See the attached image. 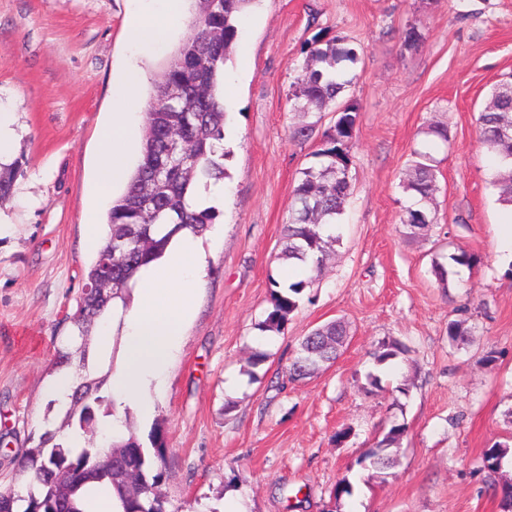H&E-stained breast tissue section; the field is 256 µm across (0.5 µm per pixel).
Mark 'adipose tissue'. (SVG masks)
<instances>
[{
  "instance_id": "obj_1",
  "label": "adipose tissue",
  "mask_w": 512,
  "mask_h": 512,
  "mask_svg": "<svg viewBox=\"0 0 512 512\" xmlns=\"http://www.w3.org/2000/svg\"><path fill=\"white\" fill-rule=\"evenodd\" d=\"M167 27L132 20L126 27V43L132 54L157 53L167 43ZM142 72L129 67L117 82L119 96L112 120L100 138L96 186L108 192L127 184L129 150L142 113L126 110L125 103L138 89ZM200 237L183 230L169 241L162 256L140 268L134 278L130 304L114 302L108 309L98 344L109 356L114 328L124 334L123 362L111 373L112 395L117 408L129 407L141 416L152 413L148 397L181 348V327L194 313L197 284L205 270Z\"/></svg>"
}]
</instances>
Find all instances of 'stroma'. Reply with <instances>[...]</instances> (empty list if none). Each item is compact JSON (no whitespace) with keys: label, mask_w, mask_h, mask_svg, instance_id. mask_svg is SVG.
I'll return each mask as SVG.
<instances>
[{"label":"stroma","mask_w":512,"mask_h":512,"mask_svg":"<svg viewBox=\"0 0 512 512\" xmlns=\"http://www.w3.org/2000/svg\"><path fill=\"white\" fill-rule=\"evenodd\" d=\"M129 20L128 0H0V91L14 99L19 162L0 204L1 483L28 435L59 420L44 387L95 257L86 222L104 223L110 207L94 182L113 86L131 63ZM413 25L422 38L410 48ZM239 28L224 67L235 125L224 236L205 248L197 307L149 391L151 417L130 416L141 443L154 424L164 430L168 512H223L238 498L246 512H500L490 484L512 479V452L495 474L482 454L512 449V253L496 240L505 210L477 119L512 76V0H256ZM188 35L139 59L138 103ZM336 35L361 47L342 94L360 106L353 193L327 272L282 333H264L272 284L288 274L281 230L317 148L290 140V95L312 40ZM437 122L448 142L428 135ZM417 150L432 155L439 191L433 224L410 239L402 181ZM459 250L477 261L441 286L431 261ZM339 318L349 336L336 362L289 380L300 339ZM461 318L472 334L451 342ZM392 340L408 347L404 360L375 365L374 349ZM254 350L267 359L252 371ZM399 423L397 463L376 477L357 460ZM345 477L353 492L334 502Z\"/></svg>","instance_id":"35a3bbf8"}]
</instances>
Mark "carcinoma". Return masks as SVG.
I'll return each instance as SVG.
<instances>
[{"instance_id":"obj_1","label":"carcinoma","mask_w":512,"mask_h":512,"mask_svg":"<svg viewBox=\"0 0 512 512\" xmlns=\"http://www.w3.org/2000/svg\"><path fill=\"white\" fill-rule=\"evenodd\" d=\"M253 0H197L190 34L168 63L146 106L141 144L142 161L129 176L125 190L116 196L107 213L106 235L96 256L83 274L76 310L67 316L77 336L88 335L110 304L131 299L130 282L136 272L156 259L169 239L188 229L207 231L218 218L213 209L191 211L186 193L195 180L225 177L224 156H214L213 141L224 137L227 110L224 104V65L231 59L239 37L238 21ZM359 59L353 41L336 36L318 40L309 47L303 74L293 86L292 96L299 122L291 138L301 144L319 137L314 152L317 163L303 169L294 189L288 224L284 225L277 259L302 264L309 269L305 278L291 282L271 294V308L258 325L262 332H281L298 306L306 288L322 274L331 258V246L340 235L325 226L339 224L352 194L349 179L350 149L356 135L358 105L341 112L336 122L321 129L322 114L341 105L340 94L352 81L351 66ZM512 81H500L491 102L480 112V141L493 156L499 201L512 205V98L507 97ZM416 160L402 183L414 199L401 217L406 234L415 237L433 223L428 205L437 191L436 169L427 152L415 153ZM16 166L0 165V200L10 196ZM171 229L158 236L160 225ZM477 262L473 253L460 251L448 256V263L433 259L431 272L444 287L449 276L461 267ZM347 338V325L331 321L304 336L288 366L293 380L317 372L336 360ZM405 349L397 342H383L372 353L381 366L399 358ZM56 364L76 365L79 383L65 410L60 428L79 434L84 441L77 448L57 432L45 430L29 437L30 446L21 449L15 480L25 486L0 488V512H83L78 506L80 490L90 482L106 483L118 499L122 512H168L167 500L157 492L164 474L158 461L167 450L161 426L151 434L145 448L132 435L111 437L108 447L96 443L99 416L113 415L112 399L101 395L107 375L100 365L89 362L86 350L74 356L64 341L56 350ZM406 432L403 424L393 425L358 464L377 474H387L395 464V452ZM509 448L495 444L483 453L490 473L501 469ZM500 498L502 512H512V483H491Z\"/></svg>"}]
</instances>
